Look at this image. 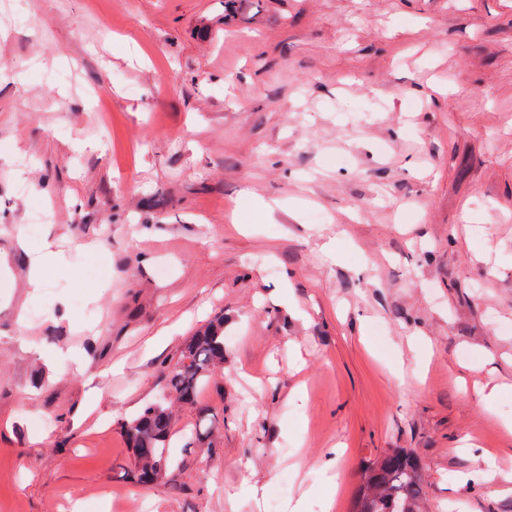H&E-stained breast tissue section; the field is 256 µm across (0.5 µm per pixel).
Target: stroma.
I'll use <instances>...</instances> for the list:
<instances>
[{
	"label": "stroma",
	"instance_id": "35a3bbf8",
	"mask_svg": "<svg viewBox=\"0 0 512 512\" xmlns=\"http://www.w3.org/2000/svg\"><path fill=\"white\" fill-rule=\"evenodd\" d=\"M219 314L214 431L140 485ZM391 448L512 512V0H0V512H351ZM224 366V317L216 316L191 337L179 359L164 371L169 397L190 406L197 404L208 377ZM172 402L156 400L140 413L123 421L121 430L135 460V471L128 475L142 485L156 483L175 463L171 453Z\"/></svg>",
	"mask_w": 512,
	"mask_h": 512
}]
</instances>
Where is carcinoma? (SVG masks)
Here are the masks:
<instances>
[{
    "instance_id": "obj_1",
    "label": "carcinoma",
    "mask_w": 512,
    "mask_h": 512,
    "mask_svg": "<svg viewBox=\"0 0 512 512\" xmlns=\"http://www.w3.org/2000/svg\"><path fill=\"white\" fill-rule=\"evenodd\" d=\"M224 367V315L216 316L191 337L179 359L164 371L165 387L174 401L197 404L208 377ZM172 401V402H174ZM172 402L156 400L123 421L121 430L135 460L131 477L142 485L156 483L175 463L171 453L174 420ZM201 430L193 431L202 443L211 431L207 410L198 409ZM425 491L417 458L393 448L369 462L362 473L352 512H423Z\"/></svg>"
}]
</instances>
